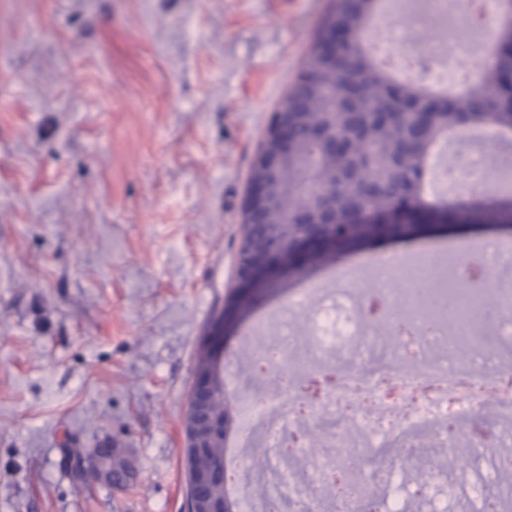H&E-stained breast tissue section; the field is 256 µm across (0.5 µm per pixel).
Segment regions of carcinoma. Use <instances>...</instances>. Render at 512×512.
Wrapping results in <instances>:
<instances>
[{
    "label": "carcinoma",
    "instance_id": "carcinoma-1",
    "mask_svg": "<svg viewBox=\"0 0 512 512\" xmlns=\"http://www.w3.org/2000/svg\"><path fill=\"white\" fill-rule=\"evenodd\" d=\"M385 0H334L317 28L298 78L283 97L291 143L280 171L269 175L254 157L249 181L266 186L264 223L248 229L251 239L278 245L288 270L306 277L331 262L332 250L368 238L409 239L420 224L453 226L512 224V209L503 205L432 206L424 201V160L441 137L491 124L512 131V49L483 65L478 77L459 93H437L423 78L401 80L373 58L368 32L384 10ZM336 41V65L321 46ZM336 129V140L317 141L310 130ZM316 176L324 199H336V223H325L321 210L304 206L301 188L306 171ZM366 191L378 224H357L350 213ZM316 224L330 239L331 250L316 253L308 265L294 264L292 243ZM224 365L207 368L211 386L208 419L196 435L203 447L186 454V473H213L207 493L227 512L232 492L225 482L228 441L238 429L235 393ZM90 474L122 489L136 476L132 464L109 450L99 454Z\"/></svg>",
    "mask_w": 512,
    "mask_h": 512
}]
</instances>
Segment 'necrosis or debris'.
<instances>
[{
  "instance_id": "4bbe7bcc",
  "label": "necrosis or debris",
  "mask_w": 512,
  "mask_h": 512,
  "mask_svg": "<svg viewBox=\"0 0 512 512\" xmlns=\"http://www.w3.org/2000/svg\"><path fill=\"white\" fill-rule=\"evenodd\" d=\"M405 6L407 27L383 16L369 33V46L394 69L414 71L398 45L409 28L424 27L427 15ZM512 182V166L490 167L486 153L472 152L436 176L448 181ZM512 238H473L432 253L380 251L337 267L327 282L298 289L291 321L259 324L250 341V393L238 397L241 435L258 433L267 457L262 497L247 512H268L267 503L295 493L311 497L328 483V471L299 477L283 447L287 437L328 420L327 448H357L361 459H386L393 431L446 436L449 416L492 414L500 432L492 441L469 442L456 461L455 477L435 484L425 498L430 512H447L448 501L465 492L480 508L488 483L512 469L502 454L512 429ZM495 284L494 348L483 346L480 313L485 284ZM440 300L451 309L437 308ZM362 478L364 497L343 503L341 512H406L414 494L408 479Z\"/></svg>"
}]
</instances>
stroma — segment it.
I'll use <instances>...</instances> for the list:
<instances>
[{"label":"stroma","instance_id":"obj_1","mask_svg":"<svg viewBox=\"0 0 512 512\" xmlns=\"http://www.w3.org/2000/svg\"><path fill=\"white\" fill-rule=\"evenodd\" d=\"M331 4L0 0V512H186L249 170ZM112 444L123 490L86 475ZM208 385V379L205 375L196 377L189 399L191 420L193 422H199L206 418L205 392Z\"/></svg>","mask_w":512,"mask_h":512}]
</instances>
